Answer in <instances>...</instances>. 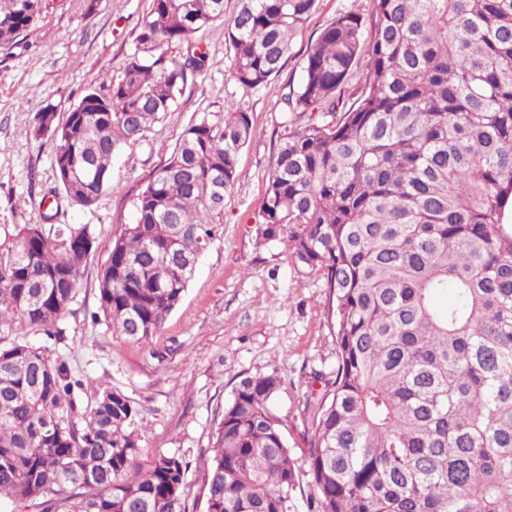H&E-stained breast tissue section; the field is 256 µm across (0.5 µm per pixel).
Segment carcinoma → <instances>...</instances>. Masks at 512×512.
Here are the masks:
<instances>
[{"mask_svg":"<svg viewBox=\"0 0 512 512\" xmlns=\"http://www.w3.org/2000/svg\"><path fill=\"white\" fill-rule=\"evenodd\" d=\"M45 0H0V52ZM316 0H240L224 27L235 82L282 70ZM224 0H152L155 53L100 74L54 140L57 182L93 207L112 159L207 68L196 34ZM186 45L178 57L166 46ZM363 84L345 92L361 62ZM98 110L83 112L88 95ZM289 122L261 203L262 243L333 292L336 372L307 399L308 512H512V0H368L343 12L284 87ZM254 136L236 105L183 132L135 202L98 279L112 332L139 342L180 303L208 225L224 211ZM94 245L90 225L24 224L0 241V322L58 336ZM453 292L448 304L437 299ZM83 386L46 348L0 349V500L50 512H187L188 462L142 458L140 410ZM274 375L247 376L225 405L204 477L205 512H291L296 471Z\"/></svg>","mask_w":512,"mask_h":512,"instance_id":"1","label":"carcinoma"}]
</instances>
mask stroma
I'll use <instances>...</instances> for the list:
<instances>
[{"label": "stroma", "instance_id": "stroma-1", "mask_svg": "<svg viewBox=\"0 0 512 512\" xmlns=\"http://www.w3.org/2000/svg\"><path fill=\"white\" fill-rule=\"evenodd\" d=\"M366 0H317L295 38L280 74L256 89L230 76L223 23L198 33L209 65L190 79L170 112L113 160L112 186L85 208L54 197L53 140L35 133L36 115L53 107L65 119L98 72L118 73L132 53L150 55L143 41L151 0H48L35 34L11 54L0 53V229L17 224L90 225L94 248L81 270L75 297L48 338L19 323H0V347L43 346L83 386L79 407L99 387L119 390L139 404V433L147 456H184L189 512H204V466L212 434L239 381L272 374L280 388L274 407L288 421L298 473L294 512H306L311 493L303 410L311 374L336 369L332 293L323 278L297 268L286 244H260L258 212L284 132L282 88L298 82L311 40L338 13L364 11ZM243 103L255 135L241 150L236 182L213 239L179 305L149 339L133 342L97 319L98 277L112 241L132 223L137 195L171 155L186 127L201 117L220 121L225 107Z\"/></svg>", "mask_w": 512, "mask_h": 512}]
</instances>
